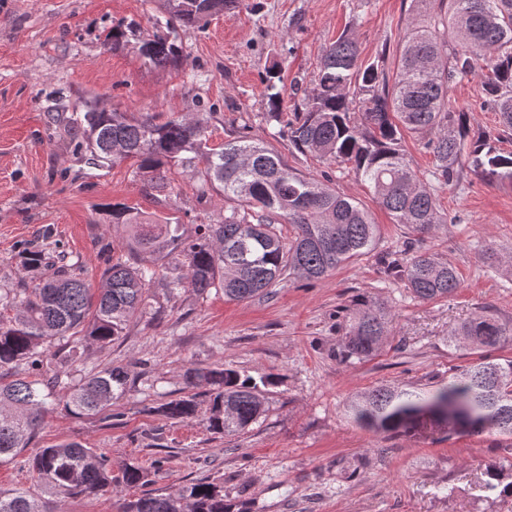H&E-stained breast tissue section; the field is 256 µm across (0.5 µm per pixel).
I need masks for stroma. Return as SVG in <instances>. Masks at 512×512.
<instances>
[{
  "label": "stroma",
  "mask_w": 512,
  "mask_h": 512,
  "mask_svg": "<svg viewBox=\"0 0 512 512\" xmlns=\"http://www.w3.org/2000/svg\"><path fill=\"white\" fill-rule=\"evenodd\" d=\"M259 13L225 10L203 28L180 27L172 38L181 66L157 67L134 43L111 47L112 28L150 39L161 0H0V287H18L17 253L25 244L60 242L79 257V273L100 287L107 259L131 260L123 225L110 208L123 204L178 227L191 239L201 224L224 220L220 191L201 193L191 168L172 167L159 193L131 161L97 168L74 153L69 138L87 102L128 115H197L211 146L238 136L272 145L292 168L330 181L354 197L380 226L375 251L325 279L306 284L284 275L269 294L243 302L212 291L168 295L146 290L147 313L106 347L85 344L75 377L123 366L129 385L112 416L77 417L54 406L12 464L0 466V489L48 491L28 464L41 448L78 441L112 458L150 469L151 486L173 491L210 480L224 488L231 512H512V497L478 488L486 465L512 482V436L449 435L426 422L409 435L358 428L348 404L379 386L421 391L447 385L450 374L478 360L480 349L456 345L452 332L487 309L512 326V187L467 176L440 193L449 221L415 236L393 223L368 181L348 168L296 151L279 130L293 118L290 83L312 87L324 47L340 33L355 39L363 63L382 60L395 75L398 47L411 21L410 0H259ZM281 67V121L268 119L266 85ZM467 114L471 137L512 152L480 78L450 90ZM455 264L461 284L445 299L415 300L402 282L383 283L377 257L407 258L406 245ZM369 296L392 316L382 350L364 362L343 361L345 308ZM224 365L261 380L259 422L230 434L205 423V386L188 388L185 372ZM195 395L198 414L178 422L143 406Z\"/></svg>",
  "instance_id": "stroma-1"
}]
</instances>
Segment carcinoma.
Returning <instances> with one entry per match:
<instances>
[{
  "mask_svg": "<svg viewBox=\"0 0 512 512\" xmlns=\"http://www.w3.org/2000/svg\"><path fill=\"white\" fill-rule=\"evenodd\" d=\"M246 0H164L165 29L195 27ZM412 20L399 46L394 82L379 62L358 63L355 40L341 34L325 47L316 84L304 90L288 141L301 154L329 163L350 164L371 184L375 198L395 224L426 234L448 223L439 191L459 186L471 172L488 183L512 185V153L468 139L465 115L450 107L451 86L470 76L481 78L486 102L499 112L502 133L512 136V0H411ZM159 67L177 66L181 48L165 33L139 46ZM270 112L279 119L284 98L267 85ZM85 140L74 152L89 153V164L103 167L117 159H132L137 174L158 185L168 165L197 168L202 192L218 187L224 194V222L198 225L197 237L184 240L177 228L153 224L128 206H112V223L129 233V249L183 268L164 278L174 295L185 288L204 294L215 288L230 301H245L271 288L287 272L320 280L355 259L371 253L379 225L354 198L320 179L288 166L263 142L240 137L209 147L206 122L194 118L128 117L91 107L84 113ZM421 135L435 158L422 178L402 149L403 134ZM287 224L284 238L278 225ZM400 261L389 255L378 262L386 281L405 283L419 301L445 299L459 287L457 267L422 249L408 247ZM19 265L31 281L23 288L0 289V464L16 457L39 429L48 412L47 399L58 396L77 416L111 410L114 395L125 391L128 372L109 366L90 377L63 382L81 357L72 338L101 346L125 335L142 312L144 290L163 265L109 262L102 286L91 293L74 274V265L58 264L42 250L23 247ZM391 323L385 307L364 297L349 310L342 359L373 357ZM479 348L512 343V327L482 312L455 332ZM59 342L53 358L40 347ZM27 365L40 371L31 379L16 372ZM188 384L208 387L207 429L219 434L242 431L265 412L263 390L232 368H189ZM145 411L169 420L197 416L193 396L171 399ZM352 420L384 434H409L423 426L424 417L448 428V433L512 435V360L485 357L448 378V385L424 394L402 387L381 386L357 396L350 404ZM38 478L65 497L114 492L148 484L146 469L115 462L104 452L70 441L41 449L30 461ZM118 467L120 476L112 475ZM485 492L512 495V482L500 487L499 469L485 470ZM0 512H49L48 502L25 489L0 491ZM121 512H228L223 487L197 481L166 494L148 492L123 504Z\"/></svg>",
  "mask_w": 512,
  "mask_h": 512,
  "instance_id": "cac0c4a2",
  "label": "carcinoma"
}]
</instances>
